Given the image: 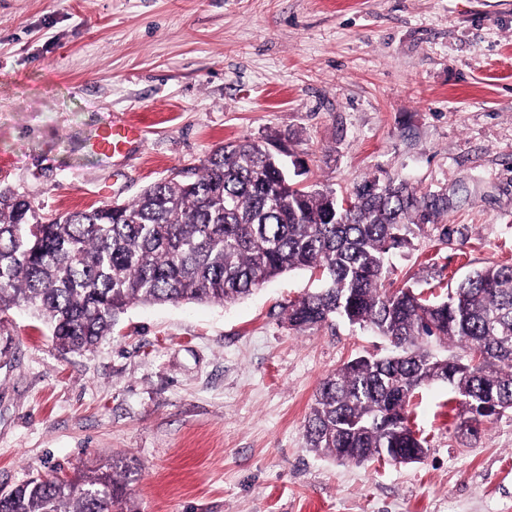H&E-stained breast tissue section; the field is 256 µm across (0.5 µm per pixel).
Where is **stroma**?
I'll list each match as a JSON object with an SVG mask.
<instances>
[{"mask_svg":"<svg viewBox=\"0 0 512 512\" xmlns=\"http://www.w3.org/2000/svg\"><path fill=\"white\" fill-rule=\"evenodd\" d=\"M107 109L143 148L94 153ZM245 137L340 197L374 177L447 194L393 250L394 287L512 264V0H0V187L38 213L134 201ZM316 286L134 306L83 354L0 316V487L123 456L139 512H512V412L470 435L444 383L408 408L421 462L306 448L319 382L390 349L339 320L289 329Z\"/></svg>","mask_w":512,"mask_h":512,"instance_id":"1","label":"stroma"}]
</instances>
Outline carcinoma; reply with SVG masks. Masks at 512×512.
Listing matches in <instances>:
<instances>
[{"label":"carcinoma","instance_id":"carcinoma-1","mask_svg":"<svg viewBox=\"0 0 512 512\" xmlns=\"http://www.w3.org/2000/svg\"><path fill=\"white\" fill-rule=\"evenodd\" d=\"M201 173L156 182L131 203L41 216L0 189V314L24 307L64 351L92 350L133 305L231 303L303 269L322 286L288 306V325L336 319L391 345L360 355L319 383L305 447L338 462L411 463L426 454L408 407L423 386L448 384L462 425L512 412V265L473 270L444 297L389 290L387 255L412 244L413 226L448 214L445 193L399 180L333 191L298 188L278 154L243 138L214 150ZM458 344L462 357L423 348ZM124 458L71 478L38 474L0 496V512H134Z\"/></svg>","mask_w":512,"mask_h":512}]
</instances>
